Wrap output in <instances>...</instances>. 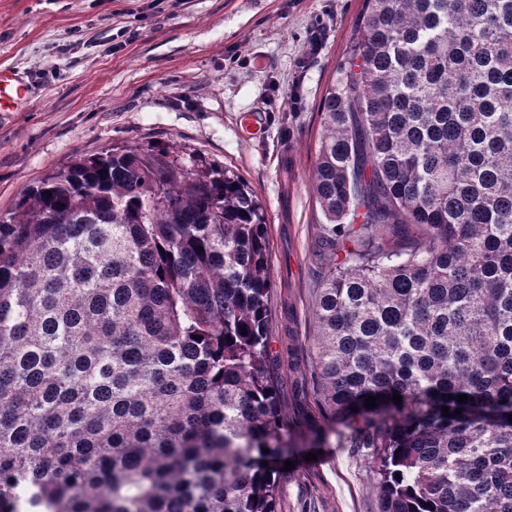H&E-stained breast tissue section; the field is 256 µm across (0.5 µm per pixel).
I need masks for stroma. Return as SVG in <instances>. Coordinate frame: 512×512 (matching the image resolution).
<instances>
[{
    "instance_id": "35a3bbf8",
    "label": "stroma",
    "mask_w": 512,
    "mask_h": 512,
    "mask_svg": "<svg viewBox=\"0 0 512 512\" xmlns=\"http://www.w3.org/2000/svg\"><path fill=\"white\" fill-rule=\"evenodd\" d=\"M364 8V0H0V66L32 88L23 109L0 115V216L44 175L112 147L166 150L183 165L227 171L262 205L276 283L268 346L295 463L279 512H381L367 449L354 447L350 429L324 417L312 427L302 416L315 358L309 255L323 220L312 185L320 102ZM294 89L296 108L284 107ZM311 452L321 453L319 466L307 465Z\"/></svg>"
}]
</instances>
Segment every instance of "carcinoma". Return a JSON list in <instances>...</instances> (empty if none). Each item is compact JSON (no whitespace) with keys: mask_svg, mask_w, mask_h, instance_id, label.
Returning a JSON list of instances; mask_svg holds the SVG:
<instances>
[{"mask_svg":"<svg viewBox=\"0 0 512 512\" xmlns=\"http://www.w3.org/2000/svg\"><path fill=\"white\" fill-rule=\"evenodd\" d=\"M321 112L315 401L381 512H512V0H365ZM269 255L244 185L166 152L30 187L0 216V512H278Z\"/></svg>","mask_w":512,"mask_h":512,"instance_id":"cac0c4a2","label":"carcinoma"}]
</instances>
